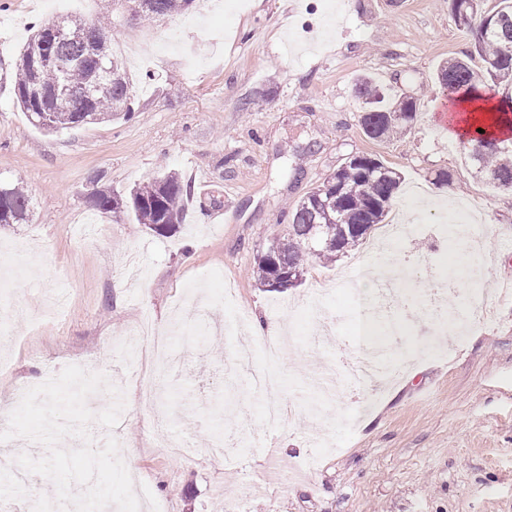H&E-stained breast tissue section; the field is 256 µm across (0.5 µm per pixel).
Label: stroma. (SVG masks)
<instances>
[{
	"label": "stroma",
	"instance_id": "1",
	"mask_svg": "<svg viewBox=\"0 0 512 512\" xmlns=\"http://www.w3.org/2000/svg\"><path fill=\"white\" fill-rule=\"evenodd\" d=\"M223 2L220 21L203 0L163 19L119 11L113 42L139 43L123 60L130 118L47 133L16 104L10 66L57 7L0 0V178L32 201L29 223L0 229V274L16 249L30 263L9 291L19 313L0 335V404L16 408L70 364L106 374L126 407L113 430H90L95 443L118 440L140 512H512V294L480 326L441 328L427 293L452 280V225L412 212L394 253L414 286L387 306L360 264L372 230L336 262L307 265L295 287L265 291L252 276L289 210L348 158L372 155L402 177L394 206L418 185L426 199L471 210L487 228L486 285L512 283V193L473 179L437 79L473 33L454 25L448 0ZM363 75L391 100L416 99L409 129L385 141L364 133ZM160 171L191 187L172 236L89 203L93 190L122 194ZM215 210L223 223H210ZM361 307L376 335H355ZM144 314L171 328L183 360L161 371V409L148 423L135 376L153 361L145 346H126ZM270 321L294 340L277 362L255 356L283 379L290 412L274 429L246 373L210 385ZM377 360L399 368L396 382H350ZM230 431L242 444L216 463L207 448ZM182 436L196 455L159 446ZM41 494L56 495L47 478L0 468V512Z\"/></svg>",
	"mask_w": 512,
	"mask_h": 512
}]
</instances>
